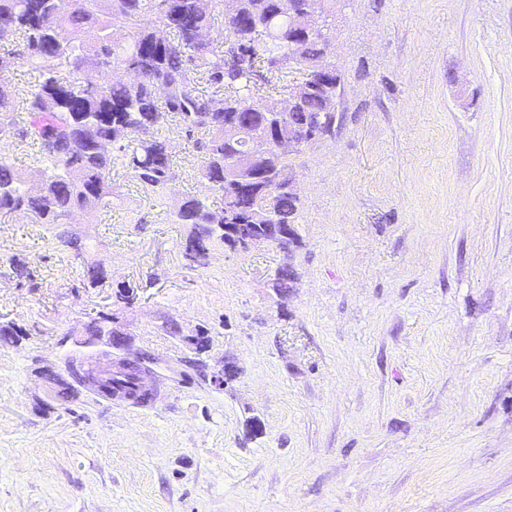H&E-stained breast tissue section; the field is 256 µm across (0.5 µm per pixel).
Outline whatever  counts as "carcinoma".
<instances>
[{
    "label": "carcinoma",
    "instance_id": "carcinoma-1",
    "mask_svg": "<svg viewBox=\"0 0 512 512\" xmlns=\"http://www.w3.org/2000/svg\"><path fill=\"white\" fill-rule=\"evenodd\" d=\"M0 0V77L21 65L38 74L25 93L11 97L0 90V138L30 141L44 165L39 182L29 184L0 162V215L28 213L35 224H62L75 211L91 212L112 201L109 173L113 153L126 159L133 177L163 194L173 181L174 161L166 140L153 135L175 122L188 137L206 130L194 148L200 174L222 194L223 209L211 210L198 197L182 200L175 223L189 224V247L207 255V244L225 242L224 222L242 220L241 204L224 181V121L261 111V96L271 76L288 73V10L302 0ZM153 15L166 32L168 47L144 58L146 42L159 37L138 30L141 17ZM224 17V48L200 35ZM325 50L319 35L304 40L298 52L317 58ZM135 79H109L91 89L85 72L109 75L128 69ZM214 86L208 95L200 81ZM271 178L258 181L249 207L271 212L269 224H293L298 202ZM133 367L102 385L113 391L135 390Z\"/></svg>",
    "mask_w": 512,
    "mask_h": 512
}]
</instances>
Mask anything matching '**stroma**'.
<instances>
[{"label": "stroma", "mask_w": 512, "mask_h": 512, "mask_svg": "<svg viewBox=\"0 0 512 512\" xmlns=\"http://www.w3.org/2000/svg\"><path fill=\"white\" fill-rule=\"evenodd\" d=\"M331 39L296 247L190 263L173 213L222 197L173 125L165 195L117 161L110 207L0 222V512H512V0H349ZM97 321L154 358L151 402L58 401Z\"/></svg>", "instance_id": "1"}]
</instances>
